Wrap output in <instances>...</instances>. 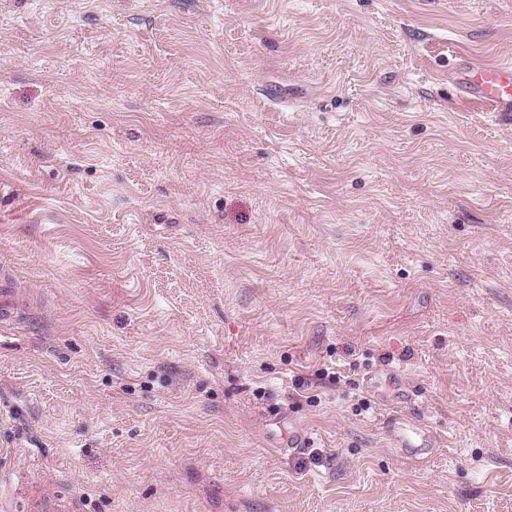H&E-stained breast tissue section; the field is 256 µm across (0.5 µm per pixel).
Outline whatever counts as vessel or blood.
Segmentation results:
<instances>
[{
	"mask_svg": "<svg viewBox=\"0 0 512 512\" xmlns=\"http://www.w3.org/2000/svg\"><path fill=\"white\" fill-rule=\"evenodd\" d=\"M459 84L470 99L488 112H512V61L469 63ZM29 292L18 288L14 274L0 269V328L21 327ZM407 453L417 454L432 447L433 440L422 427L411 426L399 439ZM22 512H82L80 500L58 489L56 470L41 471L19 490Z\"/></svg>",
	"mask_w": 512,
	"mask_h": 512,
	"instance_id": "b4317fda",
	"label": "vessel or blood"
}]
</instances>
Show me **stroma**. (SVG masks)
Returning <instances> with one entry per match:
<instances>
[{
	"mask_svg": "<svg viewBox=\"0 0 512 512\" xmlns=\"http://www.w3.org/2000/svg\"><path fill=\"white\" fill-rule=\"evenodd\" d=\"M466 58H512V0H0V263L38 298L0 486L512 512V116ZM409 433H404L399 439V446L405 448L408 454L418 455L420 452L426 450V448H433V439L429 434H426L422 427L412 424L409 429H405ZM417 441L419 443H415Z\"/></svg>",
	"mask_w": 512,
	"mask_h": 512,
	"instance_id": "stroma-1",
	"label": "stroma"
}]
</instances>
